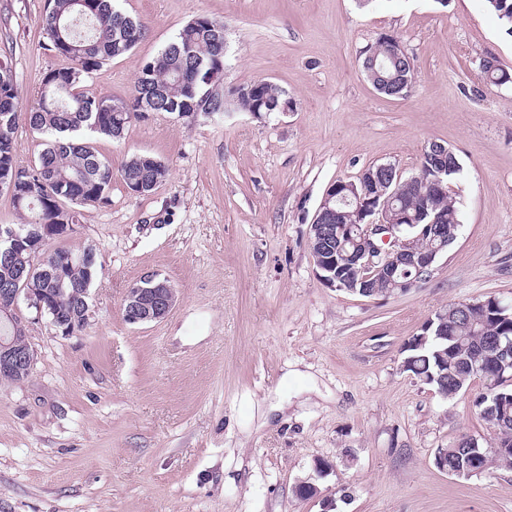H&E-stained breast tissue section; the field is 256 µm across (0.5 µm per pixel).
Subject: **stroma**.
<instances>
[{
	"instance_id": "obj_1",
	"label": "stroma",
	"mask_w": 512,
	"mask_h": 512,
	"mask_svg": "<svg viewBox=\"0 0 512 512\" xmlns=\"http://www.w3.org/2000/svg\"><path fill=\"white\" fill-rule=\"evenodd\" d=\"M144 37L89 74L87 95L128 100L143 62L193 16L223 20V88L267 80L293 112L190 118L150 112L125 138L96 140L120 170L135 153L168 168L151 193L113 177L60 244L92 247L87 328L62 336L22 309L35 364L0 382V512H512V470L440 472L436 449L494 431L473 380L443 399L402 368L401 348L448 305L512 302V36L484 0H118ZM47 0H0V60L21 109L45 72ZM398 38L418 70L410 96L367 81L360 53ZM448 145L455 240L409 292L362 297L318 276L308 232L330 184L391 162L415 175ZM148 273L177 301L162 320L125 321ZM326 462L325 474L315 470ZM303 481L313 498L296 495Z\"/></svg>"
}]
</instances>
